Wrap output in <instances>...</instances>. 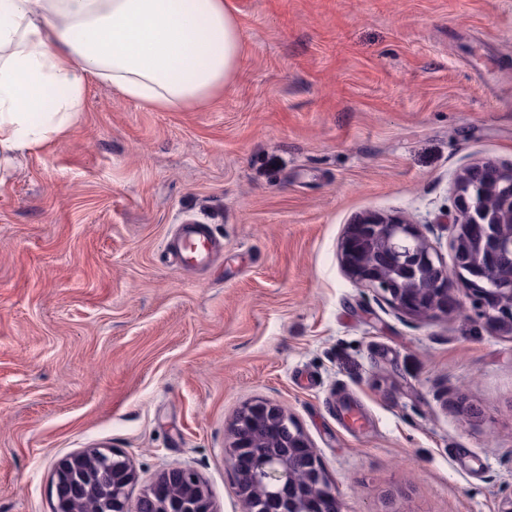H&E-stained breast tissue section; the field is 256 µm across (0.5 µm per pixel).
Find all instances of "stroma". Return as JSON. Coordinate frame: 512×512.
<instances>
[{
    "label": "stroma",
    "instance_id": "obj_1",
    "mask_svg": "<svg viewBox=\"0 0 512 512\" xmlns=\"http://www.w3.org/2000/svg\"><path fill=\"white\" fill-rule=\"evenodd\" d=\"M229 3L243 50L217 100L90 86L0 191V512H52L58 460L96 448L137 488L186 467L243 512L229 429L256 401L343 512H512V337L399 313L338 259L375 211L452 262L456 176L512 164V0ZM189 219L224 240L203 272L163 249Z\"/></svg>",
    "mask_w": 512,
    "mask_h": 512
}]
</instances>
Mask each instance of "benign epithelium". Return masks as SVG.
<instances>
[{
	"mask_svg": "<svg viewBox=\"0 0 512 512\" xmlns=\"http://www.w3.org/2000/svg\"><path fill=\"white\" fill-rule=\"evenodd\" d=\"M453 264L420 225L395 215L366 212L347 226L340 245L346 275L393 309L416 318L446 317L466 310L494 334L512 335V165L477 162L454 187ZM230 459L244 512H342L323 465L301 429L278 406L267 402L242 408L230 426ZM94 456L114 462L112 495L98 512H214L196 472L185 467L162 471L133 497L137 475L110 449L83 451L56 466L54 512H72L85 486L63 475Z\"/></svg>",
	"mask_w": 512,
	"mask_h": 512,
	"instance_id": "7a95c632",
	"label": "benign epithelium"
}]
</instances>
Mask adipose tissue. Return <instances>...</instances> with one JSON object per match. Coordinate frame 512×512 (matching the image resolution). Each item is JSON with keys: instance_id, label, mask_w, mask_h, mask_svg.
<instances>
[{"instance_id": "1", "label": "adipose tissue", "mask_w": 512, "mask_h": 512, "mask_svg": "<svg viewBox=\"0 0 512 512\" xmlns=\"http://www.w3.org/2000/svg\"><path fill=\"white\" fill-rule=\"evenodd\" d=\"M241 55L229 0H0V188L68 134L88 86L187 112L223 93Z\"/></svg>"}]
</instances>
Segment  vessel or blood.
I'll return each mask as SVG.
<instances>
[{"instance_id": "b4317fda", "label": "vessel or blood", "mask_w": 512, "mask_h": 512, "mask_svg": "<svg viewBox=\"0 0 512 512\" xmlns=\"http://www.w3.org/2000/svg\"><path fill=\"white\" fill-rule=\"evenodd\" d=\"M165 249L175 266L195 272L212 265L222 255L224 245L207 225L188 221L178 226Z\"/></svg>"}]
</instances>
